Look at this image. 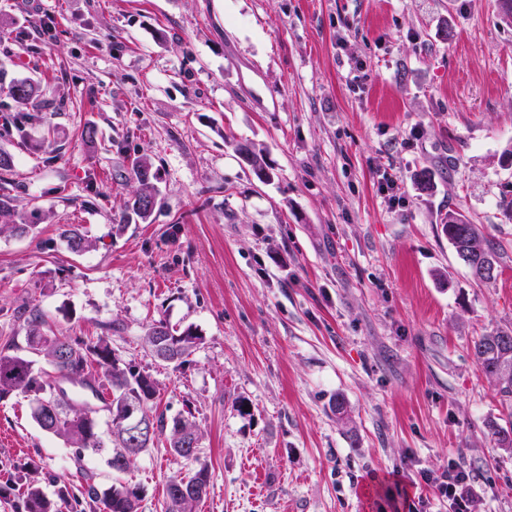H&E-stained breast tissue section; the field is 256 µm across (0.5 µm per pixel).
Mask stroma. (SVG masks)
I'll use <instances>...</instances> for the list:
<instances>
[{
    "instance_id": "35a3bbf8",
    "label": "stroma",
    "mask_w": 512,
    "mask_h": 512,
    "mask_svg": "<svg viewBox=\"0 0 512 512\" xmlns=\"http://www.w3.org/2000/svg\"><path fill=\"white\" fill-rule=\"evenodd\" d=\"M17 80L48 104L25 107L24 141L0 136V347L39 310L57 335L108 336L157 381V411L192 413L196 461L159 443L126 473L139 512H163L167 483L199 464L196 512H378L395 486L399 512H448L423 475L452 459L475 512H512V448L493 434L512 417L473 353L512 331V22L498 0H0L1 112ZM240 143L263 150L269 181ZM142 155L161 198L145 221L126 216ZM451 210L497 248L495 279L457 257ZM159 319L196 330L190 363L144 351ZM87 470L112 485L103 458L76 463L32 421L27 397L0 400V512H23L30 484L93 512Z\"/></svg>"
}]
</instances>
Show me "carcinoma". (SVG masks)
I'll return each instance as SVG.
<instances>
[{
  "mask_svg": "<svg viewBox=\"0 0 512 512\" xmlns=\"http://www.w3.org/2000/svg\"><path fill=\"white\" fill-rule=\"evenodd\" d=\"M7 95L20 107L30 103L44 104L40 100V86L26 80L11 83ZM238 152L260 180L270 179L269 165L262 152L247 145L239 146ZM132 172L140 188L129 208L137 218L145 221L158 204L159 190L153 183L154 175L147 158L135 159ZM442 228L474 278L478 281L491 279L485 274L483 265L476 262L469 243L473 240L478 242L497 265L501 256L486 243L476 225L463 214L450 211ZM61 236L67 240L72 252L84 250L85 238L76 229L66 228ZM28 327L24 353L0 352V399L14 392L30 395L32 419L42 430L74 448L76 460H82L87 451L99 453L105 448L97 420L101 410L108 416L112 449L107 465L113 472H126L140 454L162 439L166 440L172 454L185 460L196 459L201 431L195 422L187 417H175L169 421L164 414L153 412L157 395L155 381L150 374L121 362L107 337L100 336L91 341L78 336H52L51 326L36 311L29 317ZM143 342L154 358L180 366L188 362L200 344V336L189 327L177 331L166 321L158 320L147 330ZM473 351L483 371L495 383L502 406L512 415V373L502 372L504 367L512 368V331L500 330L478 337ZM32 354L43 357L52 371H35L34 360L30 359ZM65 382L89 390L102 406L98 408L79 395L59 390L58 386ZM104 385L109 390L106 396L100 392ZM133 407L138 408L141 419L151 428L138 438L129 434L127 426ZM85 480L88 498L100 505L102 512H138L141 500L138 485L117 482L101 491L94 483V474L85 473ZM208 485L209 472L203 466L184 478L170 481L166 486L165 512H193L194 503L206 494ZM69 498L65 487L60 488L59 502L55 503L39 488L29 486L23 499L24 512H58V504L69 503Z\"/></svg>",
  "mask_w": 512,
  "mask_h": 512,
  "instance_id": "carcinoma-1",
  "label": "carcinoma"
}]
</instances>
